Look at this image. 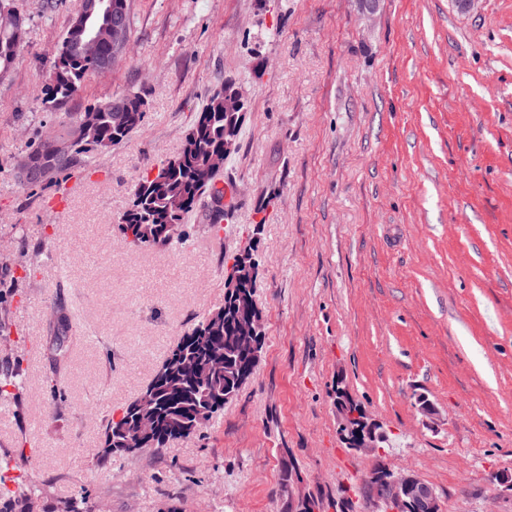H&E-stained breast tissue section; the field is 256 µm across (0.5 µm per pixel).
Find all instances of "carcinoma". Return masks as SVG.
Instances as JSON below:
<instances>
[{
	"label": "carcinoma",
	"mask_w": 512,
	"mask_h": 512,
	"mask_svg": "<svg viewBox=\"0 0 512 512\" xmlns=\"http://www.w3.org/2000/svg\"><path fill=\"white\" fill-rule=\"evenodd\" d=\"M103 10L91 16L77 15L56 50V60L47 76L46 103L55 107L81 92L86 79L97 72L101 61L112 56L107 26L120 18L131 24L127 0H102ZM24 18L0 23V70L8 68L20 53ZM234 86L214 92L185 135L180 150L171 158L146 170L135 185L128 208L116 220V230L131 251L183 244L189 238L186 214L208 206L212 212L211 231L229 219L221 208L223 192L211 188L212 161L224 152V141L239 145L243 116L224 110V95ZM144 100L138 93L106 98L85 112H62L52 132L54 139L70 142V151L50 158L51 147L39 141L18 163L19 171L35 164L45 167L19 182L37 186L71 174L85 157L104 155L143 121ZM248 313H260L256 301V278L243 277L224 294V303L203 316L171 348L155 369L142 392L154 398L156 425L151 435L138 433L136 400L123 406L102 427L99 459L114 454L158 451L176 439L187 438L206 427L224 411L253 376L259 358L252 356L248 342L237 335V320ZM24 388L19 364H0V400L17 399ZM25 453L0 459V512H26V501L43 490L35 483L12 491L6 487L7 472L26 465ZM51 512H92L86 497L62 502Z\"/></svg>",
	"instance_id": "1"
}]
</instances>
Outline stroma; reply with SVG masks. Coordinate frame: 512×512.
I'll return each mask as SVG.
<instances>
[{
    "label": "stroma",
    "mask_w": 512,
    "mask_h": 512,
    "mask_svg": "<svg viewBox=\"0 0 512 512\" xmlns=\"http://www.w3.org/2000/svg\"><path fill=\"white\" fill-rule=\"evenodd\" d=\"M21 53L0 73V400L9 489L100 512H386L376 464L431 484L441 512H512V0H128L125 54L64 104L141 94L145 117L94 168L21 187L16 163L55 123L45 72L83 0H12ZM246 94L219 237L203 209L182 245L128 250L115 220L225 80ZM258 242L264 346L201 432L99 462L106 418L224 302ZM345 387L380 425L340 440ZM435 408L423 415L418 396ZM24 388V379L18 363L8 359L0 365V400L18 399ZM342 416V424L340 427L341 436L344 438L343 429L347 427L349 419L359 420L365 428L364 435L355 442H346L350 448L372 450L378 448V443L383 439L382 433L379 431L380 427L372 420L367 414L364 407L353 413H348L346 410L339 409Z\"/></svg>",
    "instance_id": "obj_1"
}]
</instances>
